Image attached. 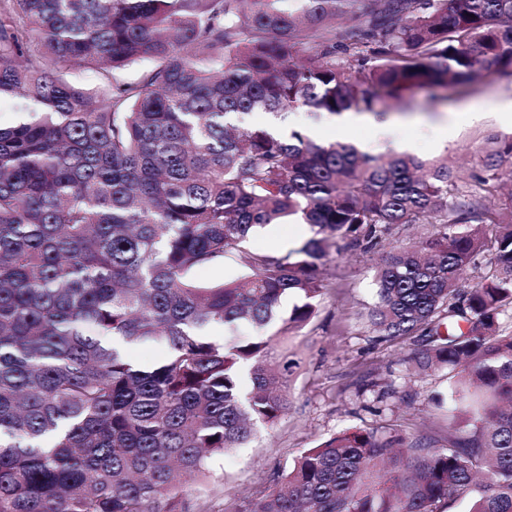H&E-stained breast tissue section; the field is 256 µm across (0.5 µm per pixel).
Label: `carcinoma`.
I'll list each match as a JSON object with an SVG mask.
<instances>
[{"label":"carcinoma","instance_id":"cac0c4a2","mask_svg":"<svg viewBox=\"0 0 512 512\" xmlns=\"http://www.w3.org/2000/svg\"><path fill=\"white\" fill-rule=\"evenodd\" d=\"M0 0V512H183L184 484L288 411L273 336L308 322L330 249L382 256L370 323L454 374L446 444L357 428L232 512H512V136L468 178L241 121L407 108L512 77V0ZM147 60L127 80L121 73ZM94 71L97 90L72 83ZM298 216L314 236L246 252ZM233 257L248 273L204 285ZM472 267L478 282L458 287ZM298 303L288 312L283 301ZM224 327L215 340L206 330ZM165 345L151 365L124 348ZM294 224H296L295 227L293 226ZM307 228L308 233L305 237L291 241L288 247H278L277 240L279 238L291 233L292 238L302 235L306 230V224H299V221L296 220V218L287 220L283 224H269L250 235L244 242L243 247L245 250L250 252L285 253L298 247L304 241L313 236L311 226L308 225Z\"/></svg>","mask_w":512,"mask_h":512}]
</instances>
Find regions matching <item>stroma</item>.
Instances as JSON below:
<instances>
[{"label": "stroma", "instance_id": "35a3bbf8", "mask_svg": "<svg viewBox=\"0 0 512 512\" xmlns=\"http://www.w3.org/2000/svg\"><path fill=\"white\" fill-rule=\"evenodd\" d=\"M426 98V93L417 95L415 114L402 124L399 137L417 142V157H447L466 176L479 162L484 136L503 131L499 106L512 101V77L488 78L477 93L453 105L428 108ZM469 109L479 110V120H467ZM440 122L448 125L444 146L431 131ZM379 257L376 251L354 249L329 253L315 316L299 327H271L278 351L291 362L290 410L274 425H257L246 447L215 460L209 474L188 482L185 512H229L240 498L273 485L301 452L346 430L443 437L449 415L447 371L406 374L401 360L412 340L382 341L369 326Z\"/></svg>", "mask_w": 512, "mask_h": 512}]
</instances>
